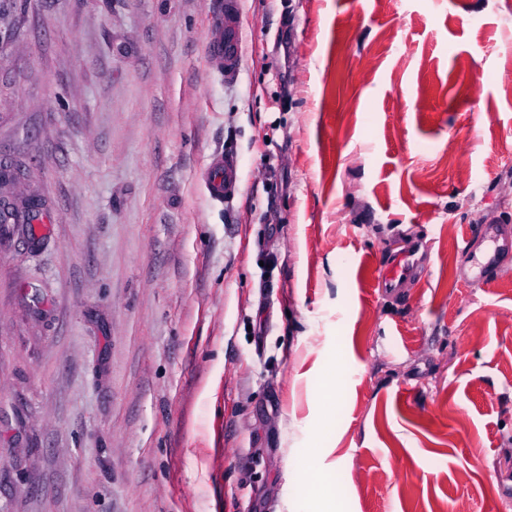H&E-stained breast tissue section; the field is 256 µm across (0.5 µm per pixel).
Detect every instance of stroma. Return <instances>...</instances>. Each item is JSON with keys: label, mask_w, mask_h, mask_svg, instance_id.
I'll use <instances>...</instances> for the list:
<instances>
[{"label": "stroma", "mask_w": 512, "mask_h": 512, "mask_svg": "<svg viewBox=\"0 0 512 512\" xmlns=\"http://www.w3.org/2000/svg\"><path fill=\"white\" fill-rule=\"evenodd\" d=\"M211 2L0 0V512H512V0ZM218 15L224 37L219 41L207 38V54L220 61L226 78H234L239 73L243 55L238 0H225ZM199 177L212 201L224 203L234 198L240 188L238 164L224 152L213 153ZM497 223V220L493 219L488 220L486 224H475L470 227L467 235L468 241L492 238V250L476 266L474 279L479 283L497 278L503 268L502 258L504 255L512 254V238L495 234L494 225H498ZM409 258L410 255H405L400 260H394L381 270L380 280L382 286L386 288L385 290L389 294L400 295L401 288H405L413 267V263L410 262ZM336 477L335 465L328 469H321L318 471H312L307 466H304L302 473L298 478L305 484L307 490L312 492L316 498L328 497L334 487Z\"/></svg>", "instance_id": "1"}]
</instances>
